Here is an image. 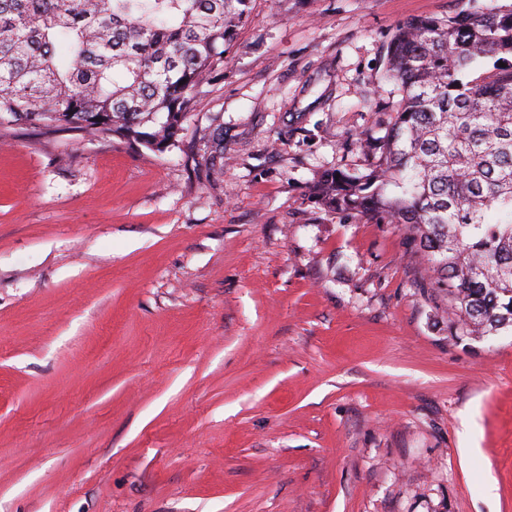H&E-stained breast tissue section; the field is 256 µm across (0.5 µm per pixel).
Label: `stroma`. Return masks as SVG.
Returning a JSON list of instances; mask_svg holds the SVG:
<instances>
[{
  "label": "stroma",
  "instance_id": "stroma-1",
  "mask_svg": "<svg viewBox=\"0 0 512 512\" xmlns=\"http://www.w3.org/2000/svg\"><path fill=\"white\" fill-rule=\"evenodd\" d=\"M456 7L253 0L163 153L0 133V512H512V334L450 336L401 227L306 189Z\"/></svg>",
  "mask_w": 512,
  "mask_h": 512
}]
</instances>
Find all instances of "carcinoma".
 <instances>
[{"label": "carcinoma", "mask_w": 512, "mask_h": 512, "mask_svg": "<svg viewBox=\"0 0 512 512\" xmlns=\"http://www.w3.org/2000/svg\"><path fill=\"white\" fill-rule=\"evenodd\" d=\"M252 0H0V128L75 131L164 152L224 74ZM402 94L373 157L308 186L329 211L399 224L457 337L512 330V4L398 25Z\"/></svg>", "instance_id": "carcinoma-1"}]
</instances>
